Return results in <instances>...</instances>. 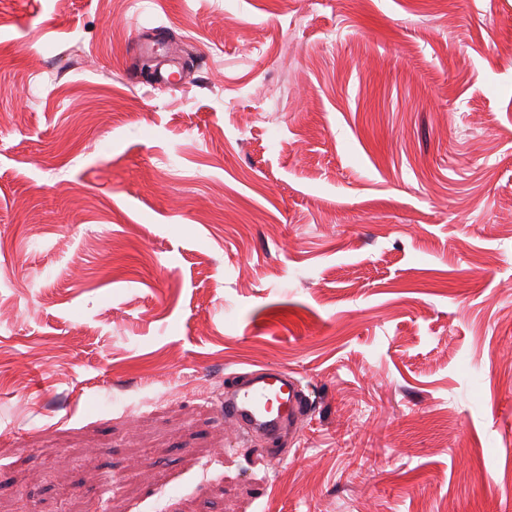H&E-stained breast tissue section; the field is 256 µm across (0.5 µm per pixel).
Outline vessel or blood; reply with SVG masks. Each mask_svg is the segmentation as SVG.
<instances>
[{
	"mask_svg": "<svg viewBox=\"0 0 512 512\" xmlns=\"http://www.w3.org/2000/svg\"><path fill=\"white\" fill-rule=\"evenodd\" d=\"M309 411L298 380L287 372L254 373L248 382L224 392V420L245 436L299 433Z\"/></svg>",
	"mask_w": 512,
	"mask_h": 512,
	"instance_id": "1",
	"label": "vessel or blood"
}]
</instances>
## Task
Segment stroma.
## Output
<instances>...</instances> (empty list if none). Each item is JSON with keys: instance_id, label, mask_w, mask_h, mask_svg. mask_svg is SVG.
Wrapping results in <instances>:
<instances>
[{"instance_id": "1", "label": "stroma", "mask_w": 512, "mask_h": 512, "mask_svg": "<svg viewBox=\"0 0 512 512\" xmlns=\"http://www.w3.org/2000/svg\"><path fill=\"white\" fill-rule=\"evenodd\" d=\"M192 507L512 512V0H0V512ZM310 406L298 380L288 372L254 373L248 382L224 391V421L243 436L299 434Z\"/></svg>"}]
</instances>
